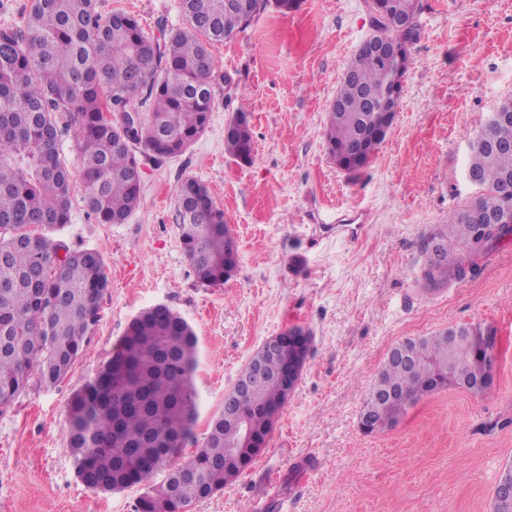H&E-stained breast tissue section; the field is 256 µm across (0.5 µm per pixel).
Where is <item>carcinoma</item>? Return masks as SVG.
Returning <instances> with one entry per match:
<instances>
[{"label": "carcinoma", "instance_id": "carcinoma-1", "mask_svg": "<svg viewBox=\"0 0 512 512\" xmlns=\"http://www.w3.org/2000/svg\"><path fill=\"white\" fill-rule=\"evenodd\" d=\"M181 0L186 27L163 42L146 37L137 20L103 17L94 0H36L21 27L0 28V412L31 377L53 386L88 346L109 280L98 251L71 250L47 232L69 222L74 183L85 208L103 224H122L140 202V157L160 161L184 153L201 136L214 108L215 61L209 45L233 38L268 0ZM374 30L391 42L409 39L383 15ZM407 54L397 63L367 48L342 76L326 116L324 140L337 166L355 171L385 139L395 113L390 94L402 85ZM146 109L133 125L106 120L130 102ZM75 129L78 172L62 157L64 127ZM224 151L253 160L250 122L236 113ZM481 189L448 221V233L424 244L421 282L445 288L512 238V223L486 227L465 213L488 207L512 213V117L484 126L467 162ZM185 255L197 280L224 284L237 267L232 235L206 185L187 177L175 187ZM287 353L258 352L238 381L247 393L238 409L256 430L271 424L285 399L278 371ZM484 356L453 353L447 333L411 339L378 372L362 411L375 420L402 416L421 397V383L452 368L477 379ZM263 372H258L257 364ZM198 338L165 305L142 310L112 356L69 403L67 447L81 481L94 491L141 486L136 512H184L222 490L224 437L233 420L219 410L195 452L181 456L198 416L194 374ZM159 484L150 482L174 458Z\"/></svg>", "mask_w": 512, "mask_h": 512}]
</instances>
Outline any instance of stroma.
Wrapping results in <instances>:
<instances>
[{"label":"stroma","mask_w":512,"mask_h":512,"mask_svg":"<svg viewBox=\"0 0 512 512\" xmlns=\"http://www.w3.org/2000/svg\"><path fill=\"white\" fill-rule=\"evenodd\" d=\"M163 38L185 24L180 0H97ZM369 0H296L268 7L234 39L211 45L218 73L209 125L182 155L142 162L141 199L122 224H102L73 196L54 240L97 250L109 288L89 348L67 376L31 382L0 412V512H136L140 488L96 492L66 447L68 402L95 375L132 318L156 304L199 339L195 437L203 441L241 369L290 327L311 336L306 364L264 451L190 512H492L512 466V243L473 275L419 285L424 240L475 199L465 167L477 134L512 99V0H420L413 61L395 120L370 164L336 167L325 114L373 31ZM251 116L252 163L224 151L235 112ZM192 176L223 209L238 252L232 278L201 284L184 253L174 188ZM369 212L357 235L337 213ZM472 324L495 338L488 392L454 386L363 434L359 414L389 350L407 338Z\"/></svg>","instance_id":"obj_1"}]
</instances>
